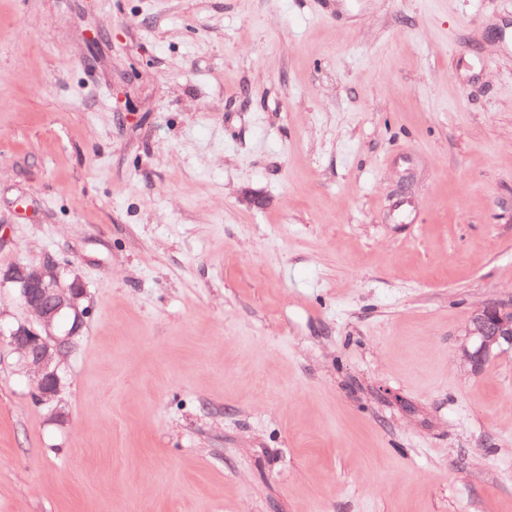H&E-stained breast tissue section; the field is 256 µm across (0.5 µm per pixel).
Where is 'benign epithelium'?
<instances>
[{"label": "benign epithelium", "instance_id": "7a95c632", "mask_svg": "<svg viewBox=\"0 0 512 512\" xmlns=\"http://www.w3.org/2000/svg\"><path fill=\"white\" fill-rule=\"evenodd\" d=\"M0 287L13 289L32 317L28 323L0 325V338L19 355L41 403L53 405L62 387L59 358L63 357V348L80 334L87 316V308L81 306L85 285L77 277L62 282L59 267L47 262L1 267ZM65 314L74 316L73 324L58 332L59 320ZM467 336L472 339V346L464 347L463 355L476 370L489 361L493 352L511 350L512 303L491 302L477 309L468 324Z\"/></svg>", "mask_w": 512, "mask_h": 512}]
</instances>
